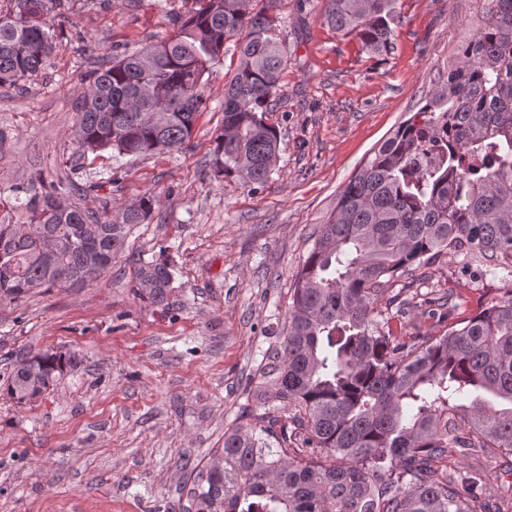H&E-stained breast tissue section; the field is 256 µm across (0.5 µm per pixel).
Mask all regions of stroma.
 Here are the masks:
<instances>
[{
	"label": "stroma",
	"instance_id": "stroma-1",
	"mask_svg": "<svg viewBox=\"0 0 512 512\" xmlns=\"http://www.w3.org/2000/svg\"><path fill=\"white\" fill-rule=\"evenodd\" d=\"M67 20L43 69L0 86V187L73 182L62 201L117 214L144 194L158 204L111 269L74 287L0 305V512H172L239 422L269 416L249 392L278 343L290 292L336 199L373 151L423 106L486 0H397L389 51L332 28L324 0H274L288 48L268 123L280 134L264 185L214 174L224 85L238 64L226 42L189 143L134 159L74 155V104L99 59L173 34L197 0H66ZM110 185L88 190L92 173ZM167 256L170 308L131 288L139 264ZM408 294L452 298L455 319L512 296V275L469 257L413 266ZM70 352L75 366L33 402L6 393L20 353Z\"/></svg>",
	"mask_w": 512,
	"mask_h": 512
}]
</instances>
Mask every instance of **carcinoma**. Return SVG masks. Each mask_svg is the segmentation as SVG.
Listing matches in <instances>:
<instances>
[{"mask_svg":"<svg viewBox=\"0 0 512 512\" xmlns=\"http://www.w3.org/2000/svg\"><path fill=\"white\" fill-rule=\"evenodd\" d=\"M176 34L105 58L85 76L70 139L81 156L143 157L189 141L206 109L204 77L236 39L240 62L224 88L216 136L219 176L268 181L278 152L266 122L287 58L275 21L256 0H199ZM0 13V86L37 74L57 46L51 19L63 0H14ZM395 0H328L332 27L373 52L392 44ZM164 88L159 106L153 86ZM0 214V302L72 287L112 267L152 194L117 220L58 199L39 177L9 187ZM27 221L18 224L11 212ZM512 266V0H490L447 80L386 139L320 225L288 304L276 364L251 396L276 414L224 433L220 457L197 470L188 512H508L512 483L482 493L479 472L448 474V458L512 455V297L437 336L403 331L409 302L384 299L415 264L442 254ZM167 261L138 266L136 297L169 308ZM432 318L448 300H425ZM75 356L23 354L8 394L40 397Z\"/></svg>","mask_w":512,"mask_h":512,"instance_id":"1","label":"carcinoma"}]
</instances>
